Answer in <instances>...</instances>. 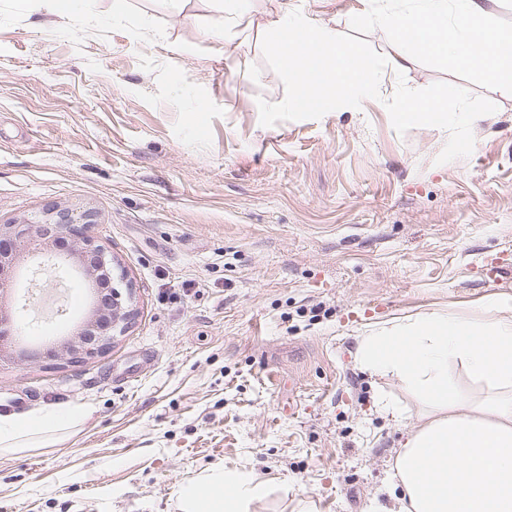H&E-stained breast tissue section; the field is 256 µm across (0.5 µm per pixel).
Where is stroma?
<instances>
[{
    "instance_id": "stroma-1",
    "label": "stroma",
    "mask_w": 512,
    "mask_h": 512,
    "mask_svg": "<svg viewBox=\"0 0 512 512\" xmlns=\"http://www.w3.org/2000/svg\"><path fill=\"white\" fill-rule=\"evenodd\" d=\"M295 2L335 18L373 94L292 111L259 30L200 37L217 0L179 14L130 0L120 28L107 0L38 27L0 10V219L95 207L137 309L102 356L0 366V407L88 413L0 455V512H179L181 486L217 467L268 481L254 512L392 508L388 465L421 403L360 366V338L512 295V99L441 58L395 71L391 32L360 0ZM408 92L457 93L473 120L400 122ZM64 283L65 316L38 319L32 344L87 314L85 285Z\"/></svg>"
}]
</instances>
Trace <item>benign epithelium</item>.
Masks as SVG:
<instances>
[{"label":"benign epithelium","instance_id":"benign-epithelium-1","mask_svg":"<svg viewBox=\"0 0 512 512\" xmlns=\"http://www.w3.org/2000/svg\"><path fill=\"white\" fill-rule=\"evenodd\" d=\"M99 214L93 208H71L50 202L35 217H20L0 224V299L22 272L26 248L35 244L45 251L43 273L65 265L92 290V309L70 337L29 348L23 345L25 324L0 311V364L38 362L47 357L64 363L92 359L123 335L136 315L133 286L119 260L90 235Z\"/></svg>","mask_w":512,"mask_h":512}]
</instances>
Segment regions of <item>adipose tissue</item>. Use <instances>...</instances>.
Here are the masks:
<instances>
[{
    "instance_id": "obj_1",
    "label": "adipose tissue",
    "mask_w": 512,
    "mask_h": 512,
    "mask_svg": "<svg viewBox=\"0 0 512 512\" xmlns=\"http://www.w3.org/2000/svg\"><path fill=\"white\" fill-rule=\"evenodd\" d=\"M15 13L72 18L92 13L95 0H6ZM398 48L397 69L412 50L451 59L458 70L481 73L512 99V31L495 26L488 0H414L400 15L385 16ZM260 29L279 51L293 88L290 107L329 112L371 92V76L357 50L331 20L296 14L291 4ZM399 121L455 126L467 119L458 95L404 94ZM511 296H490L478 318L441 312L394 319L362 336L358 359L371 374L397 378L422 403V421L406 435L393 464L401 490L397 512H512ZM486 385L467 397L450 364ZM85 414L50 408L0 411V454L45 448L58 433L81 425ZM269 493L257 474L214 470L180 489L181 512H251Z\"/></svg>"
}]
</instances>
